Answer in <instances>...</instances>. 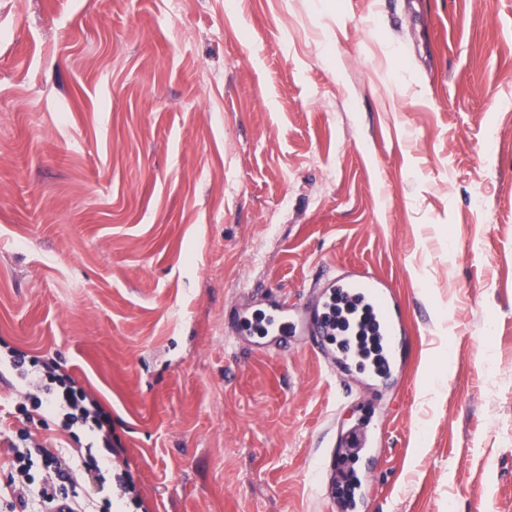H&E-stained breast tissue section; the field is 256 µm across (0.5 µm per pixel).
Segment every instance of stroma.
<instances>
[{"label":"stroma","instance_id":"1","mask_svg":"<svg viewBox=\"0 0 512 512\" xmlns=\"http://www.w3.org/2000/svg\"><path fill=\"white\" fill-rule=\"evenodd\" d=\"M363 270L407 351L350 398L226 317ZM112 414L146 512H512V0H0V348ZM378 436L377 431L370 427V423H367L348 437L346 446L349 448H360V451H363L367 458L370 457L372 448H376Z\"/></svg>","mask_w":512,"mask_h":512}]
</instances>
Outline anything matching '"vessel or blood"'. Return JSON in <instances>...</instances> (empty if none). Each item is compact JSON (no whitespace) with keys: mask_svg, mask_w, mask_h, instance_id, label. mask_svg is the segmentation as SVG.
I'll return each instance as SVG.
<instances>
[{"mask_svg":"<svg viewBox=\"0 0 512 512\" xmlns=\"http://www.w3.org/2000/svg\"><path fill=\"white\" fill-rule=\"evenodd\" d=\"M240 345L264 353L301 344L379 385L404 350L399 307L382 283L368 273L319 279L306 297L267 298L260 320L249 307L231 316Z\"/></svg>","mask_w":512,"mask_h":512,"instance_id":"obj_1","label":"vessel or blood"}]
</instances>
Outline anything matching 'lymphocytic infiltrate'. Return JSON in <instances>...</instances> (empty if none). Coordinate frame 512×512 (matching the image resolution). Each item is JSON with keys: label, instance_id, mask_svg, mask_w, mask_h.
<instances>
[{"label": "lymphocytic infiltrate", "instance_id": "lymphocytic-infiltrate-1", "mask_svg": "<svg viewBox=\"0 0 512 512\" xmlns=\"http://www.w3.org/2000/svg\"><path fill=\"white\" fill-rule=\"evenodd\" d=\"M14 371L24 389L19 411L34 410L41 421L54 422L77 443V461L40 443L25 448L8 446L11 474L5 485L10 512H50L54 499L63 497L82 506L86 495L79 476L92 479L99 491L113 487L128 489L126 473H114L112 459V416L101 402L78 385L62 365L53 359L32 358L23 363L12 354L0 357V369ZM39 462L44 476L35 479L28 465Z\"/></svg>", "mask_w": 512, "mask_h": 512}]
</instances>
